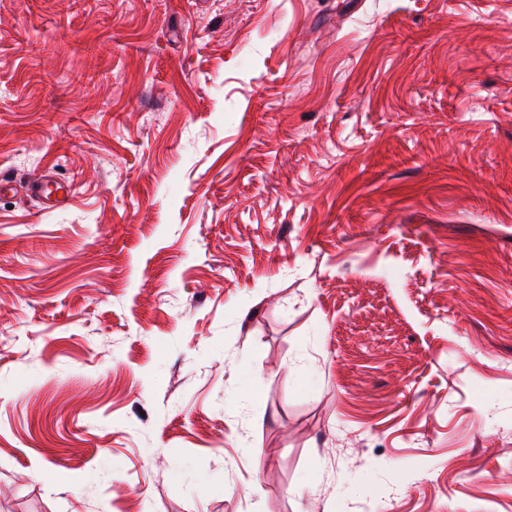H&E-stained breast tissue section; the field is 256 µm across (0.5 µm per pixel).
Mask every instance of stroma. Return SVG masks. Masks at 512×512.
<instances>
[{"label":"stroma","mask_w":512,"mask_h":512,"mask_svg":"<svg viewBox=\"0 0 512 512\" xmlns=\"http://www.w3.org/2000/svg\"><path fill=\"white\" fill-rule=\"evenodd\" d=\"M0 512H512V0H0ZM18 185L27 197L40 200L47 209L64 207L75 190L73 182L58 181L53 174H42L23 185L14 178L1 176L0 195L16 193Z\"/></svg>","instance_id":"stroma-1"}]
</instances>
